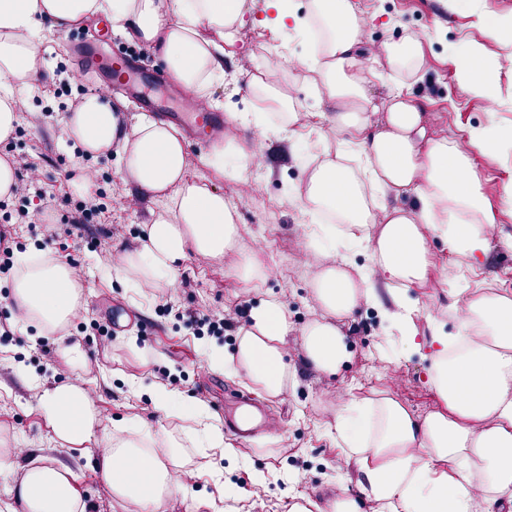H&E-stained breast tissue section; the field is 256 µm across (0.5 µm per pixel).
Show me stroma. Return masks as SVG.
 Wrapping results in <instances>:
<instances>
[{"mask_svg":"<svg viewBox=\"0 0 512 512\" xmlns=\"http://www.w3.org/2000/svg\"><path fill=\"white\" fill-rule=\"evenodd\" d=\"M353 2L372 18L363 38L364 51L411 33L421 38L427 66L420 78L406 81L404 93L426 104L432 136L463 141L471 130L491 124L512 132V52L490 38L478 19L483 10L512 16V0H474L467 8L455 7L453 0ZM264 6L265 0H253L251 19L239 30L233 55L224 59V82L213 90L216 109L228 117L261 111L250 79L257 69L275 66L280 80L292 83L296 107L305 119L285 135L263 137L254 127H238L240 145L261 161L235 181L207 166L213 146L188 148L189 175L207 176L223 192L240 237L220 258L186 259L179 274L182 287L162 286L144 294L133 288L129 274L114 270L113 254L139 248L147 224L165 203L124 179L120 148L84 165L63 133V120L75 102L109 81L105 73L89 74L85 58L76 51L80 45L98 55L115 52L135 58L139 73L154 82L150 92L139 84L109 93L108 104L122 106L126 124H135L142 115L173 122L189 96L172 82L155 52L140 54L138 41L99 17L46 32L41 54L44 81L25 99L13 137L0 144V157L21 155L38 165L41 185L53 198L48 206L33 194L0 201V225H9L24 252L39 249L48 257L80 265L83 285L78 312L64 331L32 327L23 332L16 326L14 281L11 274H0V322L12 326L10 334H0V428L7 429L18 446L42 447L51 458L71 465L81 476L92 512L126 510L96 477L88 455L49 441L48 428L36 411L45 387L83 379L103 426L113 434L127 436L129 425L136 424L177 446L187 459L186 488L205 502L200 512H288L296 502L331 498L340 485L356 493L358 473L336 440L337 393L362 398L386 390L423 417L440 407L427 383L428 360L418 352L394 355L402 339L398 331H386L381 318L382 311L398 309L386 288L378 290L379 305L361 306L341 320L351 357L336 374L317 371L301 347L303 328L323 315L312 282L324 254L308 248L304 232L312 218L299 200L289 197L286 187L304 180L309 144L320 140L333 145L336 132L318 119L325 103L281 55L285 47L306 54L308 41L293 30L283 34L256 25ZM464 43L481 45L483 65L501 90L495 116H488L482 101L455 77V50ZM62 70L74 73L75 81L61 85ZM474 159L497 213L487 257L481 266L465 268L449 253L447 243L430 236V278L408 291L409 298L436 303V315L451 335L457 332L452 305L460 289L512 293V199L503 193L504 185L512 182V150L478 153ZM88 166L97 176L94 185L84 189L80 183ZM82 202L94 206L84 232L64 223L68 212ZM50 224L56 229L51 239L46 236ZM255 251L269 270L257 284L240 275L242 263ZM106 270L111 279H103ZM272 295L285 301L290 323L285 339L288 381L277 397L265 395L245 376L207 369L203 343L213 340L225 353H233L238 330L215 336L187 326L183 318L188 311L248 313ZM64 340L82 346L85 366L62 358L59 346ZM154 385L185 400L204 402L217 420L223 419L235 395L245 391L268 407L277 426L248 440L225 436L235 454L220 459L197 447L190 422L168 415L149 392Z\"/></svg>","mask_w":512,"mask_h":512,"instance_id":"1","label":"stroma"}]
</instances>
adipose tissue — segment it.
I'll use <instances>...</instances> for the list:
<instances>
[{"mask_svg": "<svg viewBox=\"0 0 512 512\" xmlns=\"http://www.w3.org/2000/svg\"><path fill=\"white\" fill-rule=\"evenodd\" d=\"M263 24L274 30L317 26L321 37L307 58H289L310 87L324 94L332 109L319 119L348 133L335 152L313 156L305 187H291L311 215L329 212L344 224L346 245L367 243L369 266L352 269L337 255L314 282L327 312L308 323L301 343L309 362L333 373L347 360L345 333L336 327L361 305L379 302L385 285L402 312L390 321L414 351H426L429 383L442 407L418 417L386 393L346 402L336 417V432L361 475L358 494L341 492L327 506L293 505L290 512H361L362 499L382 503L386 512H472L483 500L488 512H512V294L473 292L456 309L458 331L448 335L437 317L430 334L418 338L414 307L405 305L407 289L421 285L430 259L424 228L447 243L468 267L485 256L497 224L492 202L476 176L474 153L497 152L502 136L472 130L466 142L434 138L427 132L421 106L395 93L384 125L373 126L376 105L366 92L370 78L398 81L425 66L421 40L406 35L383 43L373 54L360 49L369 17L352 0H311L308 16H298L290 0H265ZM248 0H0V143L18 121L19 91H31L43 78L38 67L46 27L64 29L103 16L114 29L153 47L170 77L197 108L213 107L211 88L224 78V55L234 47ZM467 63L457 73L470 93L496 106L500 91L479 65V48H466ZM66 137L89 155L113 144L123 146V173L143 193L168 196L169 203L146 227L139 249L124 253L120 268L137 287L174 286L179 262L223 255L238 237V227L223 194L192 177L186 167V141L173 124L144 117L125 126L104 95H86L64 120ZM411 194L410 208L388 206V196ZM380 225L369 237L371 225ZM23 272L14 282L19 325L35 323L53 330L76 310L81 285L69 263L32 264L21 256ZM234 354L210 345L207 366L228 375L244 374L270 396L282 393L287 379L284 339L288 315L279 299L250 314ZM155 395L170 415L198 423L203 448H223L224 428L211 422L200 402L184 404L158 387ZM53 437L94 450V468L113 497L129 512H155L165 499L184 494L185 461L175 448H155L149 432L117 438L102 427L89 402L86 385L77 381L44 389L37 405ZM23 463L15 488L14 512H90L79 476L69 466L37 450L16 448L0 432V472Z\"/></svg>", "mask_w": 512, "mask_h": 512, "instance_id": "1", "label": "adipose tissue"}]
</instances>
